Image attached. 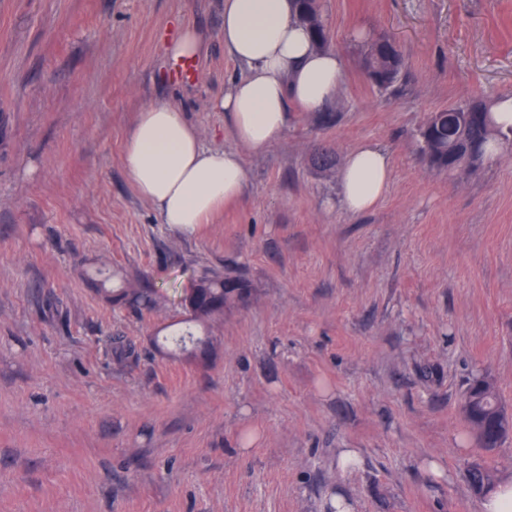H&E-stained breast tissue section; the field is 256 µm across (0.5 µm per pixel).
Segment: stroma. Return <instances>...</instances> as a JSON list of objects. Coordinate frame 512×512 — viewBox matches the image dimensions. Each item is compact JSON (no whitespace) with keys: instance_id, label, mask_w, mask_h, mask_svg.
Returning <instances> with one entry per match:
<instances>
[{"instance_id":"stroma-1","label":"stroma","mask_w":512,"mask_h":512,"mask_svg":"<svg viewBox=\"0 0 512 512\" xmlns=\"http://www.w3.org/2000/svg\"><path fill=\"white\" fill-rule=\"evenodd\" d=\"M322 3L343 78L254 151L214 107L247 73L224 0H0V512H480L468 465L512 472V437L485 452L459 409L480 370L512 410V144L448 173L419 140L431 112L512 97V0ZM179 26L201 40L188 75L167 52ZM361 33L403 48L389 91L364 77ZM161 100L247 171L192 234L123 165ZM364 141L391 178L353 214L340 164ZM207 269L244 287L208 354L172 352L179 293ZM105 274L154 288L155 312L112 308ZM117 335L135 364L107 356Z\"/></svg>"}]
</instances>
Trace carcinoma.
<instances>
[{
	"instance_id": "1",
	"label": "carcinoma",
	"mask_w": 512,
	"mask_h": 512,
	"mask_svg": "<svg viewBox=\"0 0 512 512\" xmlns=\"http://www.w3.org/2000/svg\"><path fill=\"white\" fill-rule=\"evenodd\" d=\"M298 16L310 31L313 46L325 50L331 45L320 0H297ZM364 47L363 70L371 84L379 90L393 87L404 68V55L397 42L388 36L362 38ZM489 107L482 102L454 105L427 117L420 130V152L427 162L438 169L452 171L478 165L487 149L497 144L498 133L489 119ZM226 282L224 273L212 272L191 282L181 297L183 308L189 314L184 326L173 330L180 334L165 341L182 351L187 344L204 351L210 346L209 337H200L197 327L224 314ZM105 298L117 307L133 306L152 312L156 308L155 291L149 287L104 289ZM108 353L116 364L137 359L135 349L123 336H112ZM461 410L470 428L476 434L481 448L492 452L512 435L509 421L503 417V407L494 380L481 373L472 376L461 398ZM468 480L473 488L488 489L494 483L490 468L470 466Z\"/></svg>"
}]
</instances>
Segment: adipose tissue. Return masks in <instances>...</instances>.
Wrapping results in <instances>:
<instances>
[{"instance_id": "obj_1", "label": "adipose tissue", "mask_w": 512, "mask_h": 512, "mask_svg": "<svg viewBox=\"0 0 512 512\" xmlns=\"http://www.w3.org/2000/svg\"><path fill=\"white\" fill-rule=\"evenodd\" d=\"M224 44L248 68L215 107L230 120L234 149L205 147L181 111L157 101L138 112L123 164L138 195L164 224L189 233L239 199L247 182L240 147L261 150L283 133L289 104L316 112L331 100L343 76V59L312 45L295 0H224ZM388 154L362 143L347 155L343 203L364 212L384 196Z\"/></svg>"}]
</instances>
